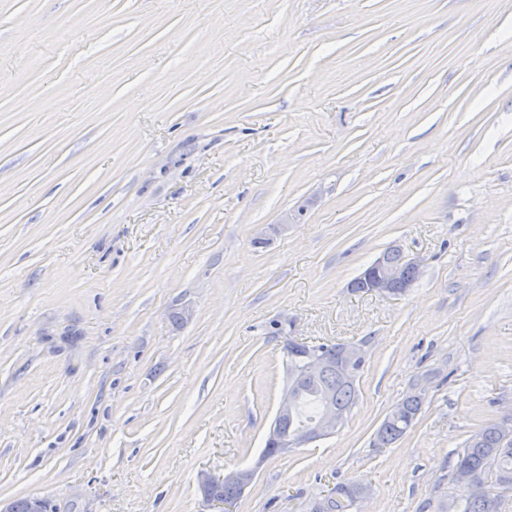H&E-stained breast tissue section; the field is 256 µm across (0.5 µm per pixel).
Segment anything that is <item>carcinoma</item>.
<instances>
[{"label": "carcinoma", "instance_id": "cac0c4a2", "mask_svg": "<svg viewBox=\"0 0 512 512\" xmlns=\"http://www.w3.org/2000/svg\"><path fill=\"white\" fill-rule=\"evenodd\" d=\"M380 258L399 271L397 291H407V286L416 280L415 270L406 265L403 253L391 248ZM319 348L329 356L323 371L315 377L301 376L300 353L287 348L288 386L297 398L294 412L283 419L282 434L294 436L312 429L324 402H331L341 413L347 415L357 399L356 379L365 365L361 358L354 366V376L347 378L337 366L336 359L343 348L341 344H321ZM405 413L401 417L387 415L379 427L373 447L388 448L401 439L415 425L423 399L411 394L404 400ZM453 474L464 470L471 474L472 492L456 512H506L502 490L512 488V436H508L495 422H489L473 433L465 447L454 453ZM367 485L350 482L336 487L326 496L315 500L311 512H350Z\"/></svg>", "mask_w": 512, "mask_h": 512}]
</instances>
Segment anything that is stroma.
<instances>
[{
  "mask_svg": "<svg viewBox=\"0 0 512 512\" xmlns=\"http://www.w3.org/2000/svg\"><path fill=\"white\" fill-rule=\"evenodd\" d=\"M391 246L413 287L352 291ZM291 339L366 363L266 458ZM510 416L512 0H0V501L205 512L249 466L235 512H446ZM403 403L405 407L404 415L396 418L389 413L385 417L376 433L373 447L388 448L413 428L421 410L423 399L420 394H411L403 400ZM404 407L401 402L395 405L391 412L398 415L403 412ZM256 470L254 468L236 467L222 476H214L207 471H200L197 475V485L203 502L211 510L206 512H233L234 504L224 500H231L237 503L241 493L234 483L244 492L254 481ZM223 488V489H222ZM222 489V496L220 490ZM367 487L360 482L340 485L326 496L315 500L311 506V512H349L358 501L361 492Z\"/></svg>",
  "mask_w": 512,
  "mask_h": 512,
  "instance_id": "35a3bbf8",
  "label": "stroma"
}]
</instances>
